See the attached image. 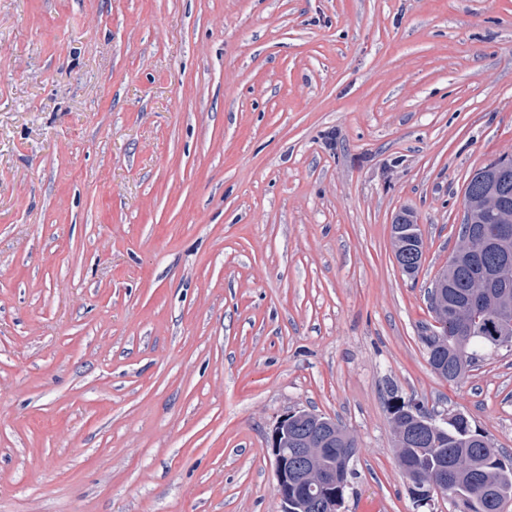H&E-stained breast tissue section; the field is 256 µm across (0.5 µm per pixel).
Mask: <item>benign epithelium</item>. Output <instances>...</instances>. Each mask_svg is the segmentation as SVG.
<instances>
[{"instance_id":"1","label":"benign epithelium","mask_w":512,"mask_h":512,"mask_svg":"<svg viewBox=\"0 0 512 512\" xmlns=\"http://www.w3.org/2000/svg\"><path fill=\"white\" fill-rule=\"evenodd\" d=\"M310 419L313 428L294 432L297 419ZM336 447V421L297 410L286 414L271 435L274 456L275 491L282 504L281 512H302L306 504L319 512H336V488L343 485L336 468L317 465L323 448Z\"/></svg>"}]
</instances>
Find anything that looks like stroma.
Segmentation results:
<instances>
[{
	"label": "stroma",
	"instance_id": "stroma-1",
	"mask_svg": "<svg viewBox=\"0 0 512 512\" xmlns=\"http://www.w3.org/2000/svg\"><path fill=\"white\" fill-rule=\"evenodd\" d=\"M506 155L512 0H0V512H281L296 409L357 442L340 512H456L387 403L512 454V350L420 342ZM416 222V217L406 214L404 211L398 212L392 221V224L396 226L395 229L397 230V232L393 234L396 246L395 256L398 259H400V256L406 257L407 265L402 272L408 276H414L418 272L423 256V251L420 252V254L418 253L417 255L411 256L413 255L411 254L412 246H407L422 237V233ZM405 251L409 253V256L405 254Z\"/></svg>",
	"mask_w": 512,
	"mask_h": 512
}]
</instances>
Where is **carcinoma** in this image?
Listing matches in <instances>:
<instances>
[{
	"instance_id": "obj_1",
	"label": "carcinoma",
	"mask_w": 512,
	"mask_h": 512,
	"mask_svg": "<svg viewBox=\"0 0 512 512\" xmlns=\"http://www.w3.org/2000/svg\"><path fill=\"white\" fill-rule=\"evenodd\" d=\"M464 198L469 203V221L480 234L494 236L500 225H512V161L489 178L477 170L465 187ZM392 224L396 226L395 256H407L403 273L413 276L422 261L420 254L409 255L410 244L422 237L417 218L400 211ZM476 250L477 242L458 238L443 270L447 284L441 294L448 303V326L442 336L433 335V325L421 336L433 372L453 384L462 383L487 353L500 349L496 339L498 316L512 313V295L506 300L488 297L479 321L468 328L469 302L483 281L485 268L498 264L502 255L512 265V237L502 240L495 253L480 258L474 255ZM398 399L399 396L391 395L388 412L394 435H399L401 429L405 432L404 439L396 440L399 463L414 468L418 479L427 483L448 471L452 482L448 498L456 494L465 504L459 512H503L504 506L512 502V467L504 468L509 458L495 448L491 438L473 427L468 415L454 410L448 411L446 418L431 429L427 427L428 420L433 418L431 412L415 404L421 417L418 421L405 413ZM336 432L340 435L339 444L334 449H324V459L340 471L341 449L350 448L356 454L358 446L341 427H336Z\"/></svg>"
}]
</instances>
